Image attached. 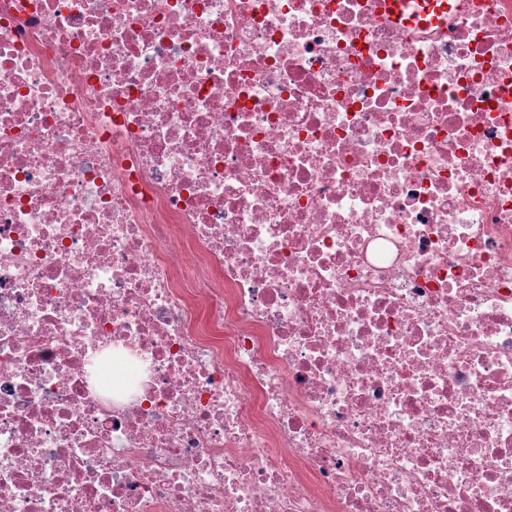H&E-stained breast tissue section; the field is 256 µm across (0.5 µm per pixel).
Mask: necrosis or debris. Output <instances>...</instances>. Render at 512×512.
Returning <instances> with one entry per match:
<instances>
[{"label":"necrosis or debris","instance_id":"necrosis-or-debris-1","mask_svg":"<svg viewBox=\"0 0 512 512\" xmlns=\"http://www.w3.org/2000/svg\"><path fill=\"white\" fill-rule=\"evenodd\" d=\"M0 0V512H512V0Z\"/></svg>","mask_w":512,"mask_h":512}]
</instances>
